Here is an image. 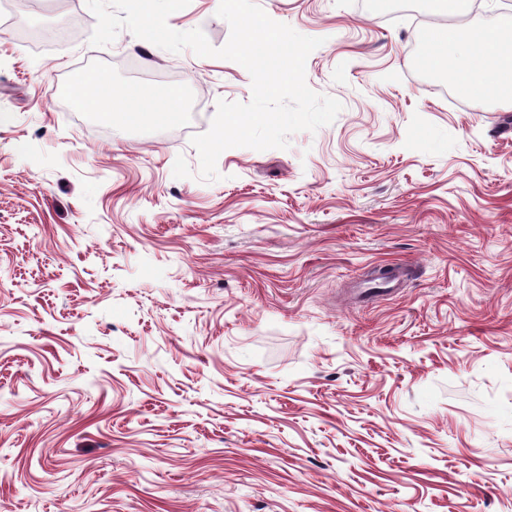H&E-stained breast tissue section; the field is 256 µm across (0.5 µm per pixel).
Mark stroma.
Instances as JSON below:
<instances>
[{
	"instance_id": "obj_1",
	"label": "stroma",
	"mask_w": 512,
	"mask_h": 512,
	"mask_svg": "<svg viewBox=\"0 0 512 512\" xmlns=\"http://www.w3.org/2000/svg\"><path fill=\"white\" fill-rule=\"evenodd\" d=\"M323 38L306 82L343 109L285 149L175 178L240 64L86 0L0 25V503L8 512H512V102L423 69L432 28L501 0H256ZM220 0L172 29L230 35ZM72 25L23 44L18 26ZM176 122L74 109L84 74ZM126 104V115L131 122H147L154 119H164L178 115L181 112V93L173 89L160 106L142 100L135 88L126 90L123 96Z\"/></svg>"
}]
</instances>
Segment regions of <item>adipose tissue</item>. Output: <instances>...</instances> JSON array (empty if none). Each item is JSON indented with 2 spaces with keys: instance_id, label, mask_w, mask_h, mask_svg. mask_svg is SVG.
Segmentation results:
<instances>
[{
  "instance_id": "1",
  "label": "adipose tissue",
  "mask_w": 512,
  "mask_h": 512,
  "mask_svg": "<svg viewBox=\"0 0 512 512\" xmlns=\"http://www.w3.org/2000/svg\"><path fill=\"white\" fill-rule=\"evenodd\" d=\"M420 64L450 71L460 95L512 100V14L501 15L493 27H461L435 31L425 44ZM78 103L111 119L118 106H125L132 122H147L178 114L181 93L172 90L161 104L142 100L136 89L115 98L110 80L97 75L85 80Z\"/></svg>"
}]
</instances>
